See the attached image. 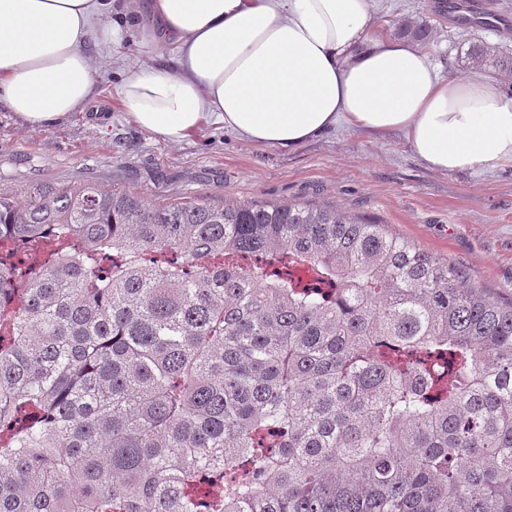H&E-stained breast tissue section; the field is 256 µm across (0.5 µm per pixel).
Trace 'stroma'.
Here are the masks:
<instances>
[{
    "label": "stroma",
    "mask_w": 512,
    "mask_h": 512,
    "mask_svg": "<svg viewBox=\"0 0 512 512\" xmlns=\"http://www.w3.org/2000/svg\"><path fill=\"white\" fill-rule=\"evenodd\" d=\"M485 2L506 17V26L455 24L435 16L433 0H377V14L390 35L401 19L427 24L424 48L442 75L463 79L474 69L465 58L471 42L512 50V0ZM126 23L131 36L120 45L90 42L100 89L93 102L35 129L0 103L1 188L30 180L92 181L170 199L334 203L389 225L512 300V165L439 172L401 137L371 140L344 125L291 150L254 146L212 124L186 141L157 139L117 98L125 73L156 56L143 40L146 19L131 12Z\"/></svg>",
    "instance_id": "35a3bbf8"
}]
</instances>
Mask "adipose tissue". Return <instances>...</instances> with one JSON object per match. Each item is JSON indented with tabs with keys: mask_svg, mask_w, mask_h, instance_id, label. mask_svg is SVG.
Masks as SVG:
<instances>
[{
	"mask_svg": "<svg viewBox=\"0 0 512 512\" xmlns=\"http://www.w3.org/2000/svg\"><path fill=\"white\" fill-rule=\"evenodd\" d=\"M114 0H0V101L28 126L96 95L92 27L126 33ZM148 39L169 60L127 73L136 125L182 142L221 124L240 140L294 148L347 124L401 136L441 172L512 164V99L479 73L443 77L419 42L381 33L374 0H144Z\"/></svg>",
	"mask_w": 512,
	"mask_h": 512,
	"instance_id": "1",
	"label": "adipose tissue"
}]
</instances>
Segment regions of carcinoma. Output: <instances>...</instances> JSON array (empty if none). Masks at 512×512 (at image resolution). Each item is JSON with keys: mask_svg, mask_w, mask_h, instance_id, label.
<instances>
[{"mask_svg": "<svg viewBox=\"0 0 512 512\" xmlns=\"http://www.w3.org/2000/svg\"><path fill=\"white\" fill-rule=\"evenodd\" d=\"M0 236V512H512V301L388 225L32 182Z\"/></svg>", "mask_w": 512, "mask_h": 512, "instance_id": "carcinoma-1", "label": "carcinoma"}]
</instances>
